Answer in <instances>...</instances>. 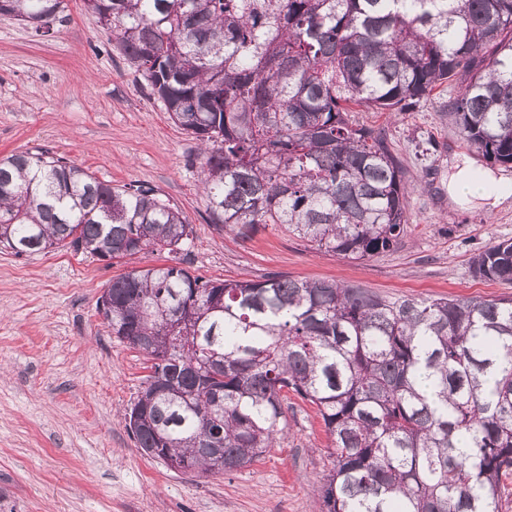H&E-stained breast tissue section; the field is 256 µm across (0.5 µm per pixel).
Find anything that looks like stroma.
Segmentation results:
<instances>
[{"label": "stroma", "instance_id": "35a3bbf8", "mask_svg": "<svg viewBox=\"0 0 512 512\" xmlns=\"http://www.w3.org/2000/svg\"><path fill=\"white\" fill-rule=\"evenodd\" d=\"M448 97L394 118L355 113L383 131L415 189L398 246L350 260L276 224L240 235L215 222L197 141L150 97L82 0H67L47 37L0 15V158L44 148L99 180L149 184L193 226L184 267L212 280H335L392 300L512 298V282L470 270L476 254L512 239V195L494 205L448 194L457 163L511 188L512 167L467 149L443 108ZM170 261L149 250L110 263L70 250L19 257L0 245V512H326L315 486L331 467V441L315 406L297 397L276 448L232 473L171 470L130 437L124 414L145 356L112 335L96 303L113 278Z\"/></svg>", "mask_w": 512, "mask_h": 512}]
</instances>
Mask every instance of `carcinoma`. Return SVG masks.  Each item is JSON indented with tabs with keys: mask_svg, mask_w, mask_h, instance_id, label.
Here are the masks:
<instances>
[{
	"mask_svg": "<svg viewBox=\"0 0 512 512\" xmlns=\"http://www.w3.org/2000/svg\"><path fill=\"white\" fill-rule=\"evenodd\" d=\"M33 28L66 0H0ZM175 124L199 142L215 219L280 224L365 261L395 249L408 186L351 112H409L444 86L448 119L512 165V0H83ZM186 216L143 183L101 181L46 150L0 159V244L18 256L176 254ZM512 281V240L471 261ZM112 335L150 362L125 413L149 457L194 474L253 465L316 407L326 512H501L512 473V299H386L336 281H211L177 265L110 281ZM209 444L221 458L202 453Z\"/></svg>",
	"mask_w": 512,
	"mask_h": 512,
	"instance_id": "1",
	"label": "carcinoma"
}]
</instances>
